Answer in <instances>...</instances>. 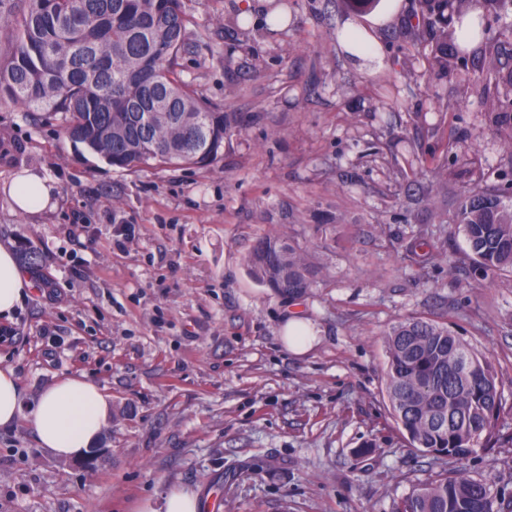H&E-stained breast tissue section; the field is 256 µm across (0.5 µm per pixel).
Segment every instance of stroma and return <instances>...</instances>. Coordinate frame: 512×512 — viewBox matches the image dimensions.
<instances>
[{
	"label": "stroma",
	"instance_id": "1",
	"mask_svg": "<svg viewBox=\"0 0 512 512\" xmlns=\"http://www.w3.org/2000/svg\"><path fill=\"white\" fill-rule=\"evenodd\" d=\"M413 2L288 0L285 26L249 36L215 20L258 24L261 0H183L195 20L184 75L242 123L205 168H116L76 152L58 117L0 103V247L33 245L29 277L55 288L32 286L0 321V369L15 371L27 406L65 376L112 402L92 462L40 448L26 418L1 427L0 512H143L174 485L222 512H392L459 472L512 501V274L481 282L443 222L470 172L425 167L451 140L493 175L506 152L466 76L428 72ZM349 22L368 56L341 41ZM22 169L55 182L53 205L15 211L5 183ZM424 190L434 208L406 210ZM126 224L135 234L122 242ZM283 236L323 269L297 300L245 262L259 238ZM419 236L441 239L443 257L416 263L406 245ZM290 315L316 329L299 354L279 339ZM415 317L490 362L494 448L460 461L402 436L383 339Z\"/></svg>",
	"mask_w": 512,
	"mask_h": 512
}]
</instances>
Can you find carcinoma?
<instances>
[{
  "mask_svg": "<svg viewBox=\"0 0 512 512\" xmlns=\"http://www.w3.org/2000/svg\"><path fill=\"white\" fill-rule=\"evenodd\" d=\"M512 0H414L415 28L434 72L472 68L470 93L512 151ZM193 21L181 0H17L4 26L0 101L58 115L74 147L114 167H205L237 126L198 96L179 59ZM458 163L454 142L431 156ZM484 278L512 273V191L477 176L451 217ZM409 251L428 264L442 242L416 238ZM273 294L304 296L319 269L287 237L262 238L247 257ZM386 389L411 447L463 459L494 445L501 393L489 363L448 328L421 318L384 337ZM394 512H493L490 488L463 474H439L401 498Z\"/></svg>",
  "mask_w": 512,
  "mask_h": 512,
  "instance_id": "1",
  "label": "carcinoma"
}]
</instances>
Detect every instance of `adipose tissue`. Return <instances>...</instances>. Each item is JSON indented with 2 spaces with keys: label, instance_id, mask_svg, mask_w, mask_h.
I'll return each mask as SVG.
<instances>
[{
  "label": "adipose tissue",
  "instance_id": "adipose-tissue-1",
  "mask_svg": "<svg viewBox=\"0 0 512 512\" xmlns=\"http://www.w3.org/2000/svg\"><path fill=\"white\" fill-rule=\"evenodd\" d=\"M10 195L18 212L34 213L46 208L54 185L45 176L28 170L9 179ZM29 286L12 251L0 248V319L11 320ZM26 415L41 447L62 457L81 455L98 439L110 407L100 388L81 376L59 379L31 408H24L13 369H0V427L12 425Z\"/></svg>",
  "mask_w": 512,
  "mask_h": 512
}]
</instances>
